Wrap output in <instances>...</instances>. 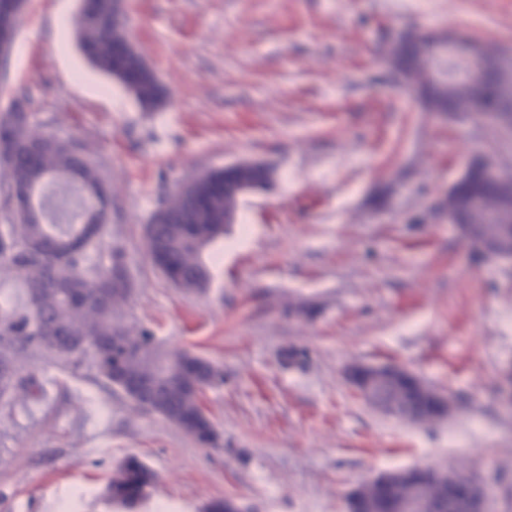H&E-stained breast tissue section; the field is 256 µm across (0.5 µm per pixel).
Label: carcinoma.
Here are the masks:
<instances>
[{
  "mask_svg": "<svg viewBox=\"0 0 512 512\" xmlns=\"http://www.w3.org/2000/svg\"><path fill=\"white\" fill-rule=\"evenodd\" d=\"M19 24L17 17L10 33L0 30L3 77ZM78 27L88 59L121 81L144 109L151 111L163 101L166 90L156 74L141 55L127 48L120 0H85ZM436 46V40L403 32L389 60L390 69L406 79L427 111L450 115L469 112L478 103L488 114L512 109V71L491 70L476 80L465 61L450 60L446 71L435 73L429 62ZM26 101L21 95L0 111V140L10 148L0 157V209L10 215V222L0 226V272L23 287L17 301L0 304V360H6L0 367V398L14 395L24 352L55 353L76 367L89 360L110 386L125 377L135 379L149 397L162 383L160 416L198 444L217 446L202 396L208 387L224 383V372L189 352L160 348L148 330L127 318L124 307L131 286L120 252L110 253L113 263L107 268L94 261L105 248V224L91 228L85 222L99 201L111 203L112 186L86 141L43 129L25 110ZM49 185L80 191L77 209L65 224L41 221L22 209L30 192ZM509 193L512 186L488 185L475 171L464 193L448 195V209L495 236L501 225L493 223L492 216ZM162 205L159 223L151 225L146 240L148 256L176 287L200 291L210 281L203 250L224 236V172H211ZM379 385L399 418L419 422L431 413L425 393L408 394L393 380ZM155 482V473L131 457L112 476L109 492L114 503L132 507L147 497L145 489ZM418 482L424 508L432 512L444 488L431 474L418 475ZM411 490L407 482L380 493L365 484L355 494L354 512H388L390 502L409 496Z\"/></svg>",
  "mask_w": 512,
  "mask_h": 512,
  "instance_id": "cac0c4a2",
  "label": "carcinoma"
}]
</instances>
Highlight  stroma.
Here are the masks:
<instances>
[{
	"label": "stroma",
	"mask_w": 512,
	"mask_h": 512,
	"mask_svg": "<svg viewBox=\"0 0 512 512\" xmlns=\"http://www.w3.org/2000/svg\"><path fill=\"white\" fill-rule=\"evenodd\" d=\"M80 5L26 0L10 89L49 132L91 144L127 316L223 370L203 397L219 442L201 447L88 365L35 356L19 374L28 396L0 405V512H65L74 496L76 512H124L108 486L131 456L158 475L133 512H207L226 495L243 512H347L361 484L427 464L466 465L487 512H512V268L440 208L471 158L512 169V138L424 111L387 60L407 30L512 49V0H124L168 91L152 111L84 58ZM245 160L270 165L272 184L205 250L207 288H175L146 251L159 200ZM298 302L313 317L288 315ZM289 346L308 350L305 367L280 364ZM353 363L408 369L450 396L449 415L383 413L346 382Z\"/></svg>",
	"instance_id": "stroma-1"
}]
</instances>
